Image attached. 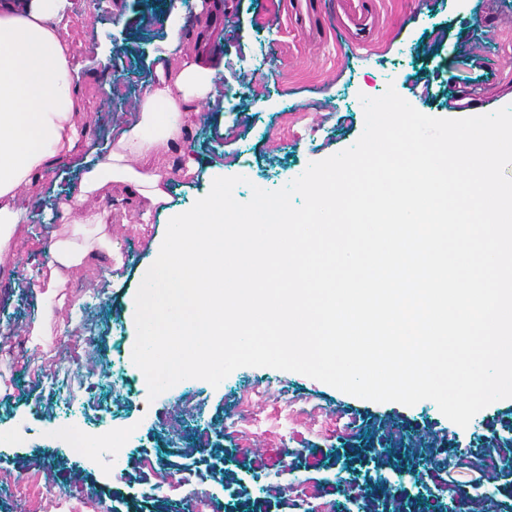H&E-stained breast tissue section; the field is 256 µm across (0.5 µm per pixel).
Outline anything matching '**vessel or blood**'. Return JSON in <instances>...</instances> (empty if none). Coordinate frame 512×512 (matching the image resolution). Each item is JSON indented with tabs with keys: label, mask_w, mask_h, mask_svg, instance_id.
Listing matches in <instances>:
<instances>
[{
	"label": "vessel or blood",
	"mask_w": 512,
	"mask_h": 512,
	"mask_svg": "<svg viewBox=\"0 0 512 512\" xmlns=\"http://www.w3.org/2000/svg\"><path fill=\"white\" fill-rule=\"evenodd\" d=\"M381 0H336V32L352 50L375 51L381 38Z\"/></svg>",
	"instance_id": "obj_1"
}]
</instances>
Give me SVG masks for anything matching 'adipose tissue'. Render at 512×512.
Instances as JSON below:
<instances>
[{"mask_svg":"<svg viewBox=\"0 0 512 512\" xmlns=\"http://www.w3.org/2000/svg\"><path fill=\"white\" fill-rule=\"evenodd\" d=\"M68 0H0V267L20 254L15 232L27 223L28 191L48 178L61 159L77 150L81 112L74 85L75 66L66 40ZM172 45L181 46L178 72L156 66L138 101L134 120L107 144L102 160L88 165L76 196L58 201L61 231L52 243L53 260L36 277L39 287H66L91 259L106 255L114 267L122 256L104 230L100 201L112 186L136 196L138 219L169 201L158 153L185 140L198 111L213 103L216 70L182 47L178 29Z\"/></svg>","mask_w":512,"mask_h":512,"instance_id":"ef3b65f1","label":"adipose tissue"}]
</instances>
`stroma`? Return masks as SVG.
I'll list each match as a JSON object with an SVG mask.
<instances>
[{"label": "stroma", "instance_id": "stroma-1", "mask_svg": "<svg viewBox=\"0 0 512 512\" xmlns=\"http://www.w3.org/2000/svg\"><path fill=\"white\" fill-rule=\"evenodd\" d=\"M67 41L76 47L79 97L94 113L84 126L76 154L59 161L50 179L33 186L30 219L17 235L26 247L15 268L0 270V512H24L28 499L16 496L15 481L37 473L39 482H56L66 497L97 495L103 512H193L198 493H206L211 512H290V489L300 483L337 503L338 512H357L343 495L338 477L354 468L361 483L374 487L371 503L384 512L402 502L418 512L440 510V488L462 491L477 512H512V427L490 431L485 416L512 409V398L498 400L476 414L467 427L448 420L437 405L374 402L346 394L304 374L269 367L235 369L219 386L192 379L149 399L142 372L129 386L133 397L113 409L110 387L99 396L104 418L120 414L141 444L138 454L78 457L71 438L92 434L88 421H62L41 369L83 361L88 329L99 335V366L112 369L118 347L133 349L134 299L143 269L162 243L171 214L147 224L124 225L134 205L115 187L102 204L108 223L120 227L116 242L125 264L108 277L100 259L59 289L50 333L32 347L24 333L46 302L44 289L31 287L36 271L52 256L54 227L49 218L59 198L76 194L85 161L96 160L135 110L156 65L178 68L181 55L168 40L178 26L185 45L198 48L219 70V97L204 110L182 145L165 162L171 213L188 211L205 196L215 178L266 174L261 187L279 189L310 163L352 146L361 136L362 97L381 96L387 87L420 113L442 119L470 117V104L483 113L512 106V0H383L381 45L370 55L352 51L325 30L333 0H313L303 26H296L294 0H227L212 20L219 37L200 41L197 16L170 14L158 0H94L96 26L85 23L87 0H70ZM112 100L115 109L102 104ZM300 113L285 128L288 113ZM281 139L277 152L268 143ZM197 165L186 174L180 153ZM263 385L271 393L260 405L271 416L286 401L306 400L316 417L339 413L318 436L296 426L285 435L271 432L243 440L224 429L238 406L241 389ZM206 448L196 449L199 432ZM161 459L160 468L142 478V460ZM445 466L428 474L427 457ZM126 477L114 479V469ZM264 481L278 483L274 496H249Z\"/></svg>", "mask_w": 512, "mask_h": 512}]
</instances>
